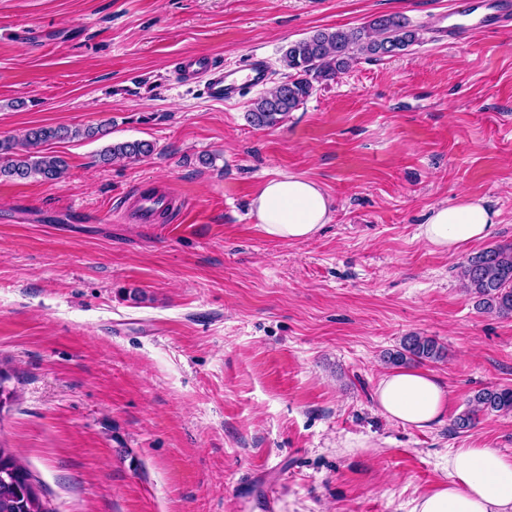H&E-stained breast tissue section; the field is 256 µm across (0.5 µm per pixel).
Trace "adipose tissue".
<instances>
[{
  "label": "adipose tissue",
  "mask_w": 512,
  "mask_h": 512,
  "mask_svg": "<svg viewBox=\"0 0 512 512\" xmlns=\"http://www.w3.org/2000/svg\"><path fill=\"white\" fill-rule=\"evenodd\" d=\"M253 209L262 233L281 242L313 238L330 220V202L320 185L290 174L267 179ZM496 217L483 199L466 197L432 209L418 236L434 251L454 254L485 239ZM375 399L388 418L424 430L442 420L448 393L429 372L396 369L380 378ZM442 469L446 482L416 498L411 512H512V456L496 448H453Z\"/></svg>",
  "instance_id": "ef3b65f1"
}]
</instances>
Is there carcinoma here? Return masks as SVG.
<instances>
[{
	"instance_id": "obj_1",
	"label": "carcinoma",
	"mask_w": 512,
	"mask_h": 512,
	"mask_svg": "<svg viewBox=\"0 0 512 512\" xmlns=\"http://www.w3.org/2000/svg\"><path fill=\"white\" fill-rule=\"evenodd\" d=\"M420 40L419 30L400 15H381L367 25L351 29H320L307 38L288 43L283 52L288 79L262 95L247 114L256 127H275L312 94L315 85L336 80L355 54L393 56ZM104 135L99 126L84 129L64 125L30 128L20 137L0 138V178L37 179L46 182L65 177L67 162L40 151L53 141ZM154 152L145 140L112 145L100 154L108 162L138 161ZM458 276L480 313L512 316V244L485 248L458 265ZM443 357L436 339L419 334L403 337L399 349L386 355V362L404 366ZM471 408L459 415L454 426L464 431L475 425L477 413L512 412V387H485L470 399ZM0 512H54L40 497L32 476L22 461L0 447Z\"/></svg>"
}]
</instances>
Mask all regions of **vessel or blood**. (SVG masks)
Wrapping results in <instances>:
<instances>
[{
    "instance_id": "1",
    "label": "vessel or blood",
    "mask_w": 512,
    "mask_h": 512,
    "mask_svg": "<svg viewBox=\"0 0 512 512\" xmlns=\"http://www.w3.org/2000/svg\"><path fill=\"white\" fill-rule=\"evenodd\" d=\"M511 12L512 0H464L461 6L431 17L428 24L436 41L456 45L481 32L506 29L507 15ZM174 71L180 78H203L204 94L214 102L235 99L244 88L259 87L268 78L262 59H252L238 72L225 69L214 57L199 53L178 56Z\"/></svg>"
}]
</instances>
